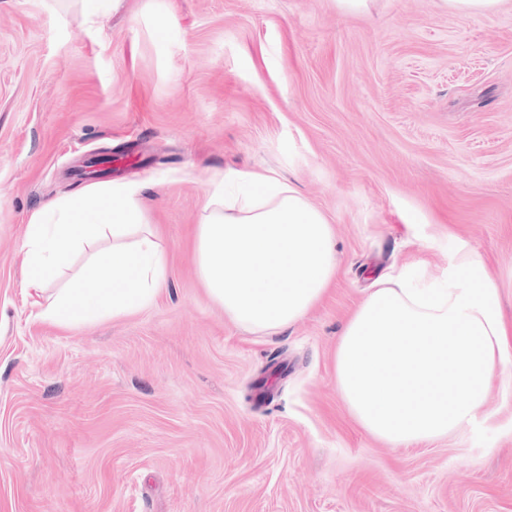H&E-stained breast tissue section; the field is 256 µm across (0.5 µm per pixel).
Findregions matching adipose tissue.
Wrapping results in <instances>:
<instances>
[{
  "label": "adipose tissue",
  "instance_id": "1",
  "mask_svg": "<svg viewBox=\"0 0 512 512\" xmlns=\"http://www.w3.org/2000/svg\"><path fill=\"white\" fill-rule=\"evenodd\" d=\"M194 247L209 298L247 331L274 333L308 313L339 274L332 228L322 211L276 172L213 174ZM138 189L94 184L49 202L31 218L27 286L43 321L71 326L104 314L118 319L155 300L168 256ZM70 287L47 292L75 254L104 238Z\"/></svg>",
  "mask_w": 512,
  "mask_h": 512
}]
</instances>
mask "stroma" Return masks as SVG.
I'll list each match as a JSON object with an SVG mask.
<instances>
[{
	"label": "stroma",
	"instance_id": "1",
	"mask_svg": "<svg viewBox=\"0 0 512 512\" xmlns=\"http://www.w3.org/2000/svg\"><path fill=\"white\" fill-rule=\"evenodd\" d=\"M171 17L155 33L156 14ZM141 188L169 264L151 306L71 328L26 294L33 213ZM276 171L328 217L340 273L274 335L212 302L206 181ZM482 259L512 342V0H0V512H512V377L458 435L394 447L336 388L372 282ZM444 7L454 15L462 17L485 16L495 14L503 0H441Z\"/></svg>",
	"mask_w": 512,
	"mask_h": 512
}]
</instances>
